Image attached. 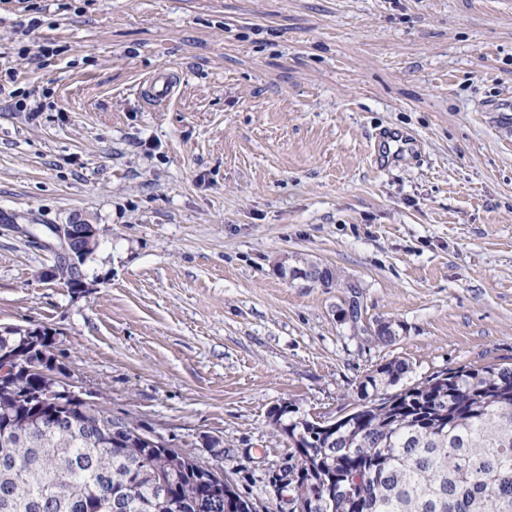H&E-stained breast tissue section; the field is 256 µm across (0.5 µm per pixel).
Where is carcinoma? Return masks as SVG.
I'll return each instance as SVG.
<instances>
[{
	"mask_svg": "<svg viewBox=\"0 0 512 512\" xmlns=\"http://www.w3.org/2000/svg\"><path fill=\"white\" fill-rule=\"evenodd\" d=\"M56 337L0 336V512H224V486L164 448L121 442L100 397L51 394ZM409 365H379L334 427L285 402L270 424L314 488L359 485L316 512H512V365L434 373L379 402Z\"/></svg>",
	"mask_w": 512,
	"mask_h": 512,
	"instance_id": "obj_1",
	"label": "carcinoma"
}]
</instances>
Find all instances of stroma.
<instances>
[{
    "instance_id": "1",
    "label": "stroma",
    "mask_w": 512,
    "mask_h": 512,
    "mask_svg": "<svg viewBox=\"0 0 512 512\" xmlns=\"http://www.w3.org/2000/svg\"><path fill=\"white\" fill-rule=\"evenodd\" d=\"M0 83L45 104H0V326L55 332L112 414L222 441L258 512H291L274 407L342 417L396 358L512 365V0H0ZM385 126L420 147L379 168ZM78 217L74 289L44 274ZM379 321L395 343L356 329ZM176 82L172 74L164 70L155 72L138 89L139 97L154 107L164 106L175 92ZM51 231L61 242L64 261L80 271L79 261L83 259V252L97 238L95 225L79 219L72 224H56ZM80 238L84 240L85 245L77 244Z\"/></svg>"
}]
</instances>
